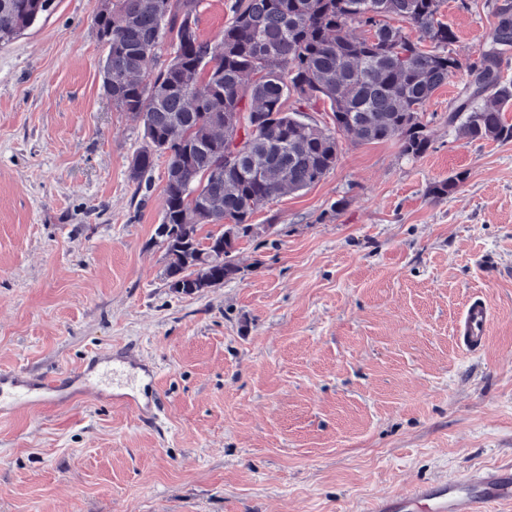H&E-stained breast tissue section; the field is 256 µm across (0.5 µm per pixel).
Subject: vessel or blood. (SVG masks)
<instances>
[{"label": "vessel or blood", "instance_id": "obj_1", "mask_svg": "<svg viewBox=\"0 0 512 512\" xmlns=\"http://www.w3.org/2000/svg\"><path fill=\"white\" fill-rule=\"evenodd\" d=\"M490 319L484 298H473L460 314L455 334L464 353L479 351ZM155 366L132 358L125 349L94 355L91 370L77 372L73 380L99 388L109 379L125 406L140 417L158 418L165 406L156 389ZM59 387L50 380L33 382L24 372H0V415L21 405L44 406L55 402ZM512 503V469L482 467L453 479L433 480L408 491L378 497L364 512H489L491 505Z\"/></svg>", "mask_w": 512, "mask_h": 512}]
</instances>
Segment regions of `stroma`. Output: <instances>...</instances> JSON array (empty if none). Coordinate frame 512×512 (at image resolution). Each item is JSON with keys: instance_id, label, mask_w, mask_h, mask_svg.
<instances>
[{"instance_id": "stroma-1", "label": "stroma", "mask_w": 512, "mask_h": 512, "mask_svg": "<svg viewBox=\"0 0 512 512\" xmlns=\"http://www.w3.org/2000/svg\"><path fill=\"white\" fill-rule=\"evenodd\" d=\"M232 2L202 0V39ZM95 5L55 0L0 43V371L128 345L167 405L143 422L73 386L0 416V512H359L512 466V141L448 123L512 0H443L461 68L423 107L425 153L338 136L333 169L259 208L237 274L194 295L152 241L167 156L129 176L144 141L103 91ZM477 295L491 320L467 355L453 330Z\"/></svg>"}]
</instances>
